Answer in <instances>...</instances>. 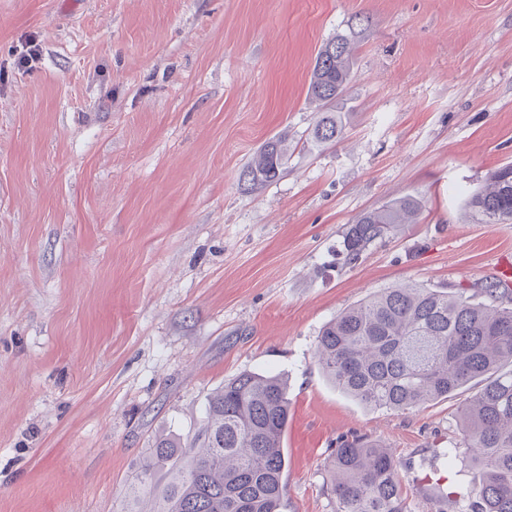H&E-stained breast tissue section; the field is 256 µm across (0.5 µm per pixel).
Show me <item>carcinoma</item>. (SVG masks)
<instances>
[{
	"label": "carcinoma",
	"instance_id": "obj_1",
	"mask_svg": "<svg viewBox=\"0 0 512 512\" xmlns=\"http://www.w3.org/2000/svg\"><path fill=\"white\" fill-rule=\"evenodd\" d=\"M354 41L344 35L319 49L309 96L323 116L312 141L327 145L343 134L335 110L351 81ZM288 139L268 140L243 168L239 182L254 190L278 180ZM488 224L512 221V165L492 170L466 202ZM420 200L405 196L362 213L343 239L354 264L398 225L414 224ZM315 357L326 378L361 404L407 411L467 387L477 391L459 407V449L482 474L456 493L458 512H512V288L489 282L454 292L399 284L368 295L320 330ZM288 385L282 377L243 372L209 396L198 448L159 435L128 490L149 494V512H279L287 457ZM392 450L377 441L341 440L326 464V492L336 512H409ZM166 481L155 491L156 476Z\"/></svg>",
	"mask_w": 512,
	"mask_h": 512
}]
</instances>
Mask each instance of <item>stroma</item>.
<instances>
[{
	"label": "stroma",
	"mask_w": 512,
	"mask_h": 512,
	"mask_svg": "<svg viewBox=\"0 0 512 512\" xmlns=\"http://www.w3.org/2000/svg\"><path fill=\"white\" fill-rule=\"evenodd\" d=\"M351 33L347 133L319 147L310 73ZM283 133L279 180L245 191ZM507 163L512 0H0V512H121L153 437L189 443L244 371L288 379L280 512H334L325 465L352 435L438 512L432 467L479 476L439 457L469 389L368 408L314 346L392 285L512 278V223L465 208ZM404 196L418 223L345 264L348 224Z\"/></svg>",
	"instance_id": "obj_1"
}]
</instances>
